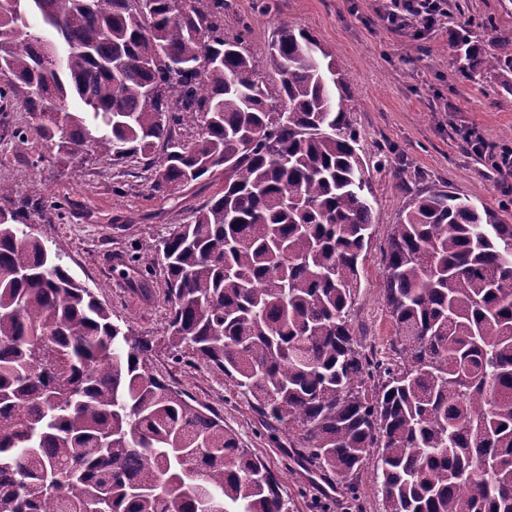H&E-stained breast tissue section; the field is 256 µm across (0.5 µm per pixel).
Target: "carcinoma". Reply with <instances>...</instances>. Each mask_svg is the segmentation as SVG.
Returning <instances> with one entry per match:
<instances>
[{
    "label": "carcinoma",
    "instance_id": "obj_1",
    "mask_svg": "<svg viewBox=\"0 0 512 512\" xmlns=\"http://www.w3.org/2000/svg\"><path fill=\"white\" fill-rule=\"evenodd\" d=\"M224 6L0 0V107L32 118L16 146L141 163L162 198L223 175L160 243L175 357L297 429L304 470L353 500L371 463L385 512H512V223L416 194L385 253L396 357L366 354L349 311L375 219L353 95L309 31L280 25L258 59L224 38ZM457 47L463 79L512 90V40L465 26ZM30 209L0 206V512H289L263 459L29 233Z\"/></svg>",
    "mask_w": 512,
    "mask_h": 512
}]
</instances>
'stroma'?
Listing matches in <instances>:
<instances>
[{
  "mask_svg": "<svg viewBox=\"0 0 512 512\" xmlns=\"http://www.w3.org/2000/svg\"><path fill=\"white\" fill-rule=\"evenodd\" d=\"M224 35L245 33L251 52L264 56L276 26L288 23L310 31L333 52L354 95L350 118L366 155L384 152L385 170L370 168L375 225L363 252L361 287L351 308L352 327L363 346L386 353L394 334L383 296L384 253L393 224L414 195L437 185L490 207H505L494 175L467 148L472 131L501 143L512 131V94L497 89L493 77L464 84L457 76L456 31L476 24L482 42L512 37V0H446L439 25L399 28L386 21L388 0H227ZM492 28H479V21ZM0 126V180L15 184L18 200L42 202L34 217L38 234L65 255L77 280L94 289L119 323L131 326L152 347L149 364L171 387L220 413L240 443L260 455L277 478L291 512H322L335 487L308 480L290 453L288 432L271 429L222 374L200 361L175 359L167 334L168 306L158 248L173 225L211 194L178 192L167 200L151 196L146 178L130 164L115 165L89 154L71 159L68 175L48 145L14 146L12 134L31 118L21 105ZM413 178L399 184L396 170ZM148 279L146 298L130 288L135 275Z\"/></svg>",
  "mask_w": 512,
  "mask_h": 512,
  "instance_id": "stroma-1",
  "label": "stroma"
}]
</instances>
